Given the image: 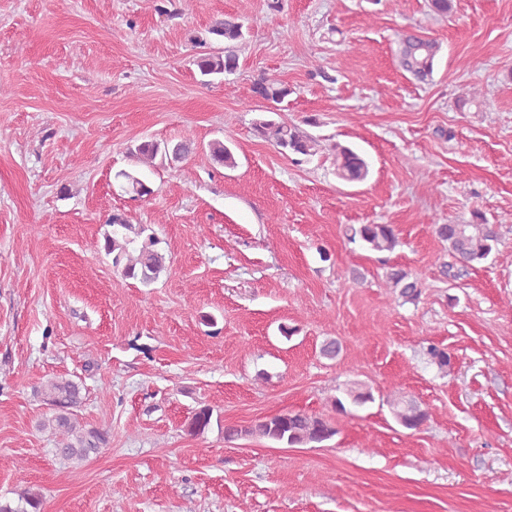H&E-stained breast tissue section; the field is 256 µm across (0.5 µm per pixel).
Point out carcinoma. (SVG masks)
Masks as SVG:
<instances>
[{
    "mask_svg": "<svg viewBox=\"0 0 512 512\" xmlns=\"http://www.w3.org/2000/svg\"><path fill=\"white\" fill-rule=\"evenodd\" d=\"M208 33L222 39L224 48L197 54L193 65L204 82L211 84L215 79H224L239 68V50L246 40L249 28L239 16L226 15L209 27ZM440 44L430 38L423 41L414 34L401 38L399 58L404 71L414 79L426 82L431 80ZM252 92L278 106L287 101L293 90L285 83L259 75L252 84ZM258 135L282 154H294L309 158L317 154L319 140L303 131L295 124L262 116L254 121ZM197 148L196 140L189 134L183 135L174 146L162 145L148 140L139 143L132 151L137 162L152 164L156 159L176 160L186 158ZM210 156L215 164L233 169L237 160L232 149L220 139L208 144ZM336 166V176L348 183L366 179L369 163L355 148L336 142L330 146ZM114 179L121 187L137 197L148 196L152 189L135 173L119 170ZM109 230L103 233L101 249L112 257V267L121 280H133L144 288L152 287L167 273V257L159 247L160 241L154 234L147 233L142 224H132L122 214H114L108 222ZM434 232L438 239L447 245V252L467 270L489 258L498 243L496 226L487 223L478 211L472 213L471 220L464 224H436ZM345 234L351 242H360L366 248L383 253L391 252L399 245L396 230L391 224H358L346 228ZM386 283L392 292L406 302L415 301L421 294V282L417 276L401 268H387ZM82 386L77 381L62 377L48 382L37 390V394L52 407V415L39 423L43 430H49L56 438V452L62 459L80 464L91 455L99 452L107 443L104 432L88 428L78 421L74 408L82 402ZM374 401L372 392L361 386H348L343 396L332 400L339 413L348 412L347 406H362ZM395 419L406 429L416 430L428 419V411L416 400L403 394H396L387 401ZM213 410L202 406L195 410L187 424V432L193 436L203 433L210 425ZM336 434L334 423L323 417L304 412H289L266 417L254 424L242 427L229 425L224 429V437L234 439L243 436H258L268 440L293 446L319 444ZM41 496L30 490L24 492L19 503L11 507L0 504V512H40Z\"/></svg>",
    "mask_w": 512,
    "mask_h": 512,
    "instance_id": "carcinoma-1",
    "label": "carcinoma"
}]
</instances>
